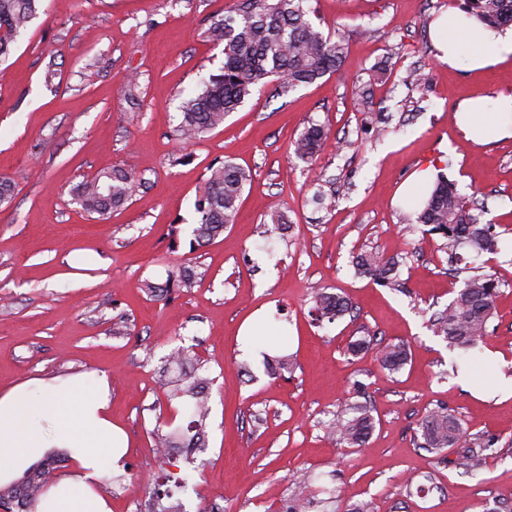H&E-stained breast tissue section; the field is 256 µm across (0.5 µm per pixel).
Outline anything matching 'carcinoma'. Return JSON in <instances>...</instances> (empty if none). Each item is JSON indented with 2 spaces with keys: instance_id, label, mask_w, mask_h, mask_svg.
<instances>
[{
  "instance_id": "obj_1",
  "label": "carcinoma",
  "mask_w": 512,
  "mask_h": 512,
  "mask_svg": "<svg viewBox=\"0 0 512 512\" xmlns=\"http://www.w3.org/2000/svg\"><path fill=\"white\" fill-rule=\"evenodd\" d=\"M43 0H0V59L9 55L18 34L34 19ZM465 12L490 28L512 25V0H469ZM307 0H238L231 9L213 18L207 37L224 45L221 73L201 81L199 89L182 98L175 135L181 140H196L224 124V119L250 97L275 81L286 95L310 85L338 70L347 51L339 33H324L309 18ZM330 140L329 128L321 123L306 126L294 141V155L305 164L316 162ZM201 197L196 201L198 220L193 229V246L206 247L234 223L244 186L251 174L229 160L215 159L208 167ZM138 187L136 176L123 168L103 170L77 185L74 194L80 207L89 214L105 215L127 203ZM483 212L470 206L454 183L439 178L427 199L415 212V222L428 232L448 240V247L460 243L480 254L494 246L495 225L482 220ZM399 262L377 254H359L355 274L390 286L399 275ZM197 273L189 266L168 270L163 284L146 282L149 293L168 295L189 288ZM498 288L495 281L476 275L464 281L448 306L435 319V332L448 348L467 353L483 341L487 324L494 315ZM351 300L339 293L317 289L313 310L318 319L332 323L351 311ZM382 367L391 374L400 372L409 360L403 344L387 345L378 353ZM204 378L198 375V358L187 348H178L169 369L166 385L170 398L182 399L190 411L184 427L164 434L167 448H182L185 441L205 435L209 409L201 389ZM339 441L349 447L364 446L373 434L376 421L371 411L349 403L343 413L328 422ZM466 432L448 409L439 407L423 418L418 447L439 457L456 451L455 468L462 475L477 472L486 459V447L465 448ZM50 477L49 465L40 466L20 482L0 487V504L16 506L19 512H35L41 488Z\"/></svg>"
}]
</instances>
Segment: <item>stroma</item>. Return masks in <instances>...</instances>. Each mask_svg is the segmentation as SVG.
<instances>
[{
    "label": "stroma",
    "instance_id": "35a3bbf8",
    "mask_svg": "<svg viewBox=\"0 0 512 512\" xmlns=\"http://www.w3.org/2000/svg\"><path fill=\"white\" fill-rule=\"evenodd\" d=\"M233 3L44 0L0 62V177L14 189L0 206V390L108 375L112 421L128 438L121 467L99 484L112 512H157L164 474L186 481L172 491L183 512H282L304 486L316 512H512V139L477 145L456 123L462 100L512 93V58L477 71L438 59L432 23L463 0H309L311 20L349 43L338 71L286 95L268 84L219 128L179 143L181 95L224 65L205 31ZM416 69L425 89L405 83ZM312 121L333 140L310 171L293 142ZM217 158L252 180L235 224L194 251L195 202ZM114 166L139 187L106 219L87 215L73 188ZM425 169L430 179L414 180ZM438 174L484 208L494 252L464 247L455 263L447 239L413 227ZM320 186L331 209L312 201ZM279 207L293 225L282 239L269 233ZM365 252L398 259L399 286L356 277L352 258ZM184 263L192 287L144 290ZM473 275L499 294L470 364L432 324ZM315 287L349 297L352 313L315 321ZM117 322L125 335H113ZM360 336L406 343L408 364L391 375L375 353L347 355ZM179 346L213 380L205 445L189 460L154 452L159 425L188 422L182 400L157 387ZM282 355L289 368L268 367ZM351 402L376 419L362 448L326 432ZM440 406L490 442L480 473L418 448L419 423Z\"/></svg>",
    "mask_w": 512,
    "mask_h": 512
}]
</instances>
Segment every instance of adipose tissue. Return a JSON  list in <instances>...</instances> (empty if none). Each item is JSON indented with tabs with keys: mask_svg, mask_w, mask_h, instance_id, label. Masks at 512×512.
<instances>
[{
	"mask_svg": "<svg viewBox=\"0 0 512 512\" xmlns=\"http://www.w3.org/2000/svg\"><path fill=\"white\" fill-rule=\"evenodd\" d=\"M435 36L442 62L451 67L463 57L472 70L512 57V33L490 29L461 11L438 20ZM457 120L474 143L512 139V94L490 103L482 97L464 101ZM55 448L68 452L73 473L44 491L36 512H112L96 485L120 466L126 436L112 422L107 376L91 384L82 375L35 388L26 382L0 392V482Z\"/></svg>",
	"mask_w": 512,
	"mask_h": 512,
	"instance_id": "1",
	"label": "adipose tissue"
}]
</instances>
